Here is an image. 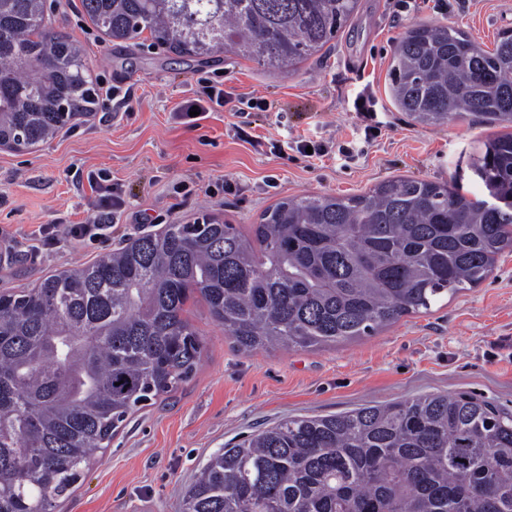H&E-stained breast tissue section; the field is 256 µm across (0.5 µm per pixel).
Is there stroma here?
<instances>
[{"label": "stroma", "instance_id": "1", "mask_svg": "<svg viewBox=\"0 0 512 512\" xmlns=\"http://www.w3.org/2000/svg\"><path fill=\"white\" fill-rule=\"evenodd\" d=\"M78 2L46 0L45 19L83 48L101 88L130 91V107L98 109L28 152L0 149V291L32 287L130 237L204 213L248 234L282 198L360 194L394 176L457 179L465 191H480L467 162L492 128L470 114L415 124L392 104L388 70L398 40L420 23L449 24L494 45L512 33V0H413L407 10L396 0H360L337 38L289 73L225 48L199 59L104 40ZM204 79L270 108L213 112L198 128L178 123L174 110ZM364 89L377 101L380 124L352 159L280 154L298 139L358 142L353 100ZM92 171L125 201L110 237L41 247L43 225L95 215ZM188 308L204 344L197 368L117 430L55 512H181L184 489L211 453L289 418L458 393L512 412V252L489 279L431 311L316 348L242 352L202 298Z\"/></svg>", "mask_w": 512, "mask_h": 512}]
</instances>
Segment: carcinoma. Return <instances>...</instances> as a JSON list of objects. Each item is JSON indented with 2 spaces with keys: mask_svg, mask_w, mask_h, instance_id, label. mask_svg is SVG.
<instances>
[{
  "mask_svg": "<svg viewBox=\"0 0 512 512\" xmlns=\"http://www.w3.org/2000/svg\"><path fill=\"white\" fill-rule=\"evenodd\" d=\"M359 0H81L112 40L221 47L288 72ZM389 95L418 125L469 112L512 128V35L494 48L426 24L402 37ZM80 46L44 0H0V147L47 143L97 108ZM457 182L394 177L350 197H286L252 234L203 217L0 293V512H50L119 424L195 370L200 295L242 352L369 336L474 288L512 251V131ZM182 512H512V413L431 394L263 429L203 464Z\"/></svg>",
  "mask_w": 512,
  "mask_h": 512,
  "instance_id": "cac0c4a2",
  "label": "carcinoma"
}]
</instances>
